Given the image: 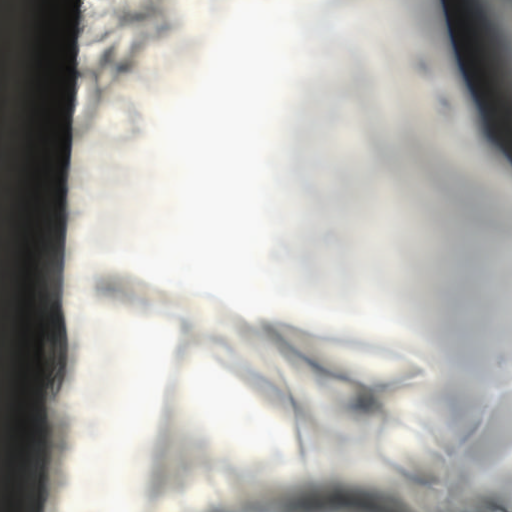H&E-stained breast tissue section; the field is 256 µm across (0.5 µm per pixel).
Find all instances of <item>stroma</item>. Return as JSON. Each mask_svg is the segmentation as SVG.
Here are the masks:
<instances>
[{
  "label": "stroma",
  "mask_w": 512,
  "mask_h": 512,
  "mask_svg": "<svg viewBox=\"0 0 512 512\" xmlns=\"http://www.w3.org/2000/svg\"><path fill=\"white\" fill-rule=\"evenodd\" d=\"M234 0H80L74 39L69 133L88 145L67 160L63 203L45 227L35 302L49 318L44 377L36 395L32 444L43 459L33 481L14 490L15 512H98L104 490L89 493L79 444L101 447L110 424L99 404L126 385L128 344L111 319L179 332L159 377L163 403L125 440L143 459L131 512H503L512 507L504 465L512 458V230L493 235L507 218L486 201L512 197V126L490 110L512 90L473 86L460 59L448 56V33L434 0H401L400 19L373 17L363 0H319L304 20L309 53L320 74L299 85L284 131V190L295 222L276 239L273 262L297 288L352 304L371 287L393 309L402 330L381 337L306 323L287 312L260 327L224 303L153 285L104 256L101 226L126 238L155 229L156 206L172 211L164 187L172 170L155 156L161 110L191 93L190 70L205 65L207 33ZM491 20L485 42L497 71L512 62V0H470ZM355 40L339 47V23ZM192 28L180 48L178 26ZM366 120L340 148L348 115ZM484 149H476V140ZM471 225L469 268L457 280L481 329L466 342L480 348L477 369L489 391L465 383H430L450 361L453 321L439 313L435 285L451 249L441 232ZM84 248L87 275L65 281L62 244ZM95 299L92 319L63 320V303ZM386 395L373 399L361 381L366 361ZM206 381L237 401L228 426L222 406L206 403L192 420L185 402ZM288 429H278L283 411ZM369 424L359 427L358 415ZM467 447L449 460V432ZM225 446L216 458L215 446ZM248 453V465L239 462ZM325 472L363 489L339 503L318 483ZM483 474L481 493L474 478Z\"/></svg>",
  "instance_id": "stroma-1"
}]
</instances>
